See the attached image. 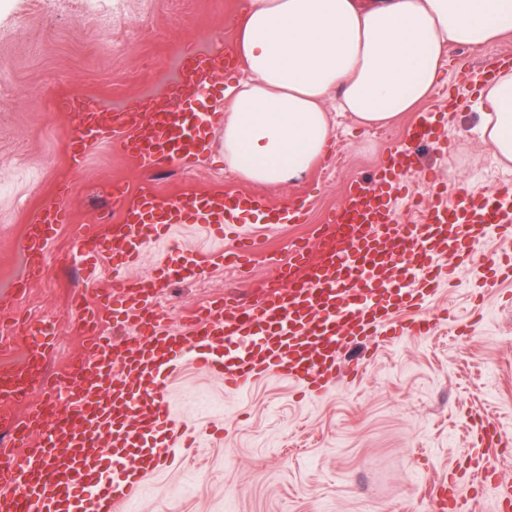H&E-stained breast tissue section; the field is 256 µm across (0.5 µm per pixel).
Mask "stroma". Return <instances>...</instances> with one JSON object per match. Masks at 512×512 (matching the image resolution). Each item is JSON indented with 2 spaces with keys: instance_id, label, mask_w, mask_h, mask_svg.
Instances as JSON below:
<instances>
[{
  "instance_id": "obj_1",
  "label": "stroma",
  "mask_w": 512,
  "mask_h": 512,
  "mask_svg": "<svg viewBox=\"0 0 512 512\" xmlns=\"http://www.w3.org/2000/svg\"><path fill=\"white\" fill-rule=\"evenodd\" d=\"M241 0H0V331L10 344L0 366L21 362L30 317L50 322L52 344L45 366L52 391L33 398L66 395L73 367L88 338L80 330L75 299L94 302L114 285L110 254L101 258L94 283L81 279L74 241L105 219L120 223L126 196L152 191L172 200L185 192H226L247 183L224 162V129L211 134V148L184 164L146 171L117 143L91 148L75 165L67 142L71 117L59 111L62 98L80 92L100 107L164 93L180 49L199 51L231 45ZM512 56V39L473 50L450 46V65L430 107L462 97L452 116H437L431 142L421 145L392 201L400 221L418 224V200L433 180L455 195L460 184L491 193L512 184L504 166L479 133V88L463 90L461 72H481L488 61ZM356 128L336 116L328 158L301 180L259 186L255 192L284 205L305 198L299 224H269L256 216L236 222L223 236L197 224L175 228L167 244L148 242L121 275L146 280L181 252L205 260L203 271L167 288L157 310L164 324L179 328L200 305L252 291L275 280L289 247L305 242L336 209L345 187L369 179L412 120ZM68 196L58 197L60 184ZM57 200L74 223L60 225L45 249L42 277L26 292L12 281L27 276L31 261L23 243L33 216ZM256 238L255 257L222 260L218 251H238L240 236ZM441 261L436 293L425 315L436 327L427 336L396 342L355 339L344 361L360 362L355 381L339 377L333 390L314 400L286 378L270 375L234 393L189 359L179 360L166 393L172 415L196 428L194 454L149 470L135 502L136 512H429L425 483L455 472L468 488L460 512H494L493 486H470L476 464L471 439L486 429L512 437V280L483 285L472 265L449 274Z\"/></svg>"
}]
</instances>
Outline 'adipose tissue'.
I'll return each instance as SVG.
<instances>
[{
  "instance_id": "obj_1",
  "label": "adipose tissue",
  "mask_w": 512,
  "mask_h": 512,
  "mask_svg": "<svg viewBox=\"0 0 512 512\" xmlns=\"http://www.w3.org/2000/svg\"><path fill=\"white\" fill-rule=\"evenodd\" d=\"M512 35V0H243L234 51L244 76L224 107V161L285 185L328 155L332 112L392 124L434 96L452 45ZM480 135L512 164V69L480 90Z\"/></svg>"
}]
</instances>
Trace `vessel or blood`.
Wrapping results in <instances>:
<instances>
[{"label":"vessel or blood","instance_id":"1","mask_svg":"<svg viewBox=\"0 0 512 512\" xmlns=\"http://www.w3.org/2000/svg\"><path fill=\"white\" fill-rule=\"evenodd\" d=\"M180 61L181 78L168 95L132 99L109 124L100 120L97 101L67 97L61 109L74 117L76 132L68 141L73 159H85L92 146L112 139L145 170L206 152L216 117L201 106L216 75L233 67L235 59L228 51L206 55L186 45ZM433 118L425 112L409 125L372 180L348 184L316 245H295L287 267L259 301L209 303L175 335L161 325L155 303L171 279L195 276L200 261L186 256L149 280H117L120 292L113 301L123 306L135 331L120 352L95 338L96 309L80 306V321L93 337L92 354L77 369L75 390L52 413L46 403L32 399L49 384L40 369L48 343L44 328L29 323L33 348L25 365L0 368V427L18 443L17 452L0 461V512H133L135 490L120 494L113 486L133 482L145 470V458L137 452L141 439L160 433L170 454L191 447V429L176 432L166 403L165 375L175 369L173 353L191 355L223 376L230 392L277 374L306 385L310 397L318 398L335 385L338 353L348 339L389 325L403 334L429 335L435 325L420 313L433 293L428 262L444 255L470 257L476 242L512 217L500 206L501 197L512 196V187L489 195L463 189L450 205L442 187L432 184L423 223L396 222L393 194L412 166L414 144L428 141ZM125 200L122 223L79 239L77 252L88 271H95L105 252L133 262L144 238L168 242L178 224L213 231L246 213L260 214L271 224H295L304 215L302 198L274 207L246 190L192 192L173 201L147 192ZM71 221L66 207H44L25 243L32 259H40L57 225ZM20 404L28 407L23 419L14 412ZM107 455L112 458L108 476L102 471ZM462 495L452 475L428 488L432 512H458Z\"/></svg>","mask_w":512,"mask_h":512}]
</instances>
